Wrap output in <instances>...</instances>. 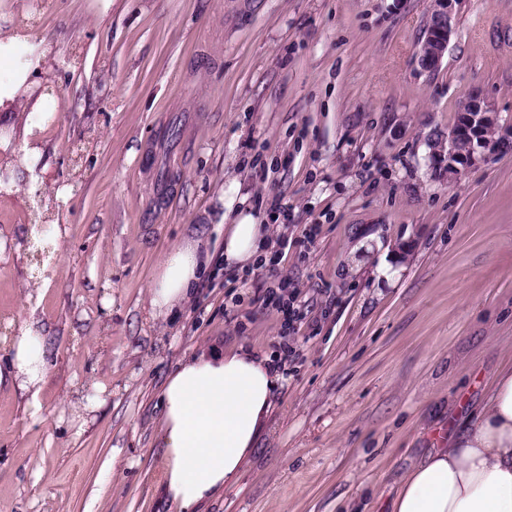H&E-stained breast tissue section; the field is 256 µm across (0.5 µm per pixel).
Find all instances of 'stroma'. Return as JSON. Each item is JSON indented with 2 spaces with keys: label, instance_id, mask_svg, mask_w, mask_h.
Returning a JSON list of instances; mask_svg holds the SVG:
<instances>
[{
  "label": "stroma",
  "instance_id": "1",
  "mask_svg": "<svg viewBox=\"0 0 512 512\" xmlns=\"http://www.w3.org/2000/svg\"><path fill=\"white\" fill-rule=\"evenodd\" d=\"M96 2L18 0L50 103L42 160L0 187V359L32 317L51 371L36 418L0 384V512H176L161 390L204 343L277 350L280 316L252 297L280 276L300 357L203 512H388L512 359V152L453 181L429 160L473 95L512 125V0H457L433 71V0ZM241 209L286 260L253 268L234 317L211 270L151 316L163 255L221 258ZM431 21L426 28L419 60L426 70L439 67L453 32L456 0H435Z\"/></svg>",
  "mask_w": 512,
  "mask_h": 512
}]
</instances>
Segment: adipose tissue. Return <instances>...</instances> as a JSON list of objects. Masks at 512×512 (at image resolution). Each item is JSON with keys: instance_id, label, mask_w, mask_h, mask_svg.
<instances>
[{"instance_id": "ef3b65f1", "label": "adipose tissue", "mask_w": 512, "mask_h": 512, "mask_svg": "<svg viewBox=\"0 0 512 512\" xmlns=\"http://www.w3.org/2000/svg\"><path fill=\"white\" fill-rule=\"evenodd\" d=\"M28 26H0V123L14 112L43 111L36 91L43 59L20 56L19 46L38 42ZM265 225L246 215L224 231V260L245 269L265 254ZM202 265L191 245L171 249L150 286L153 315L187 300ZM8 374L20 391L38 396L49 374L44 338L22 321L8 357ZM278 380L268 358L248 351L201 347L169 377L163 408V481L179 512H197L239 476L252 454ZM389 512H512V361L491 384L474 423L443 439L401 480Z\"/></svg>"}]
</instances>
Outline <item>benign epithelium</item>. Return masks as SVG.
Listing matches in <instances>:
<instances>
[{
  "mask_svg": "<svg viewBox=\"0 0 512 512\" xmlns=\"http://www.w3.org/2000/svg\"><path fill=\"white\" fill-rule=\"evenodd\" d=\"M456 0H435L431 21L426 28L419 60L426 70L439 67L453 32ZM512 150V127L499 124L494 112L479 96H472L459 110L456 123L441 140L433 161L456 180L475 162L490 155Z\"/></svg>",
  "mask_w": 512,
  "mask_h": 512,
  "instance_id": "7a95c632",
  "label": "benign epithelium"
}]
</instances>
